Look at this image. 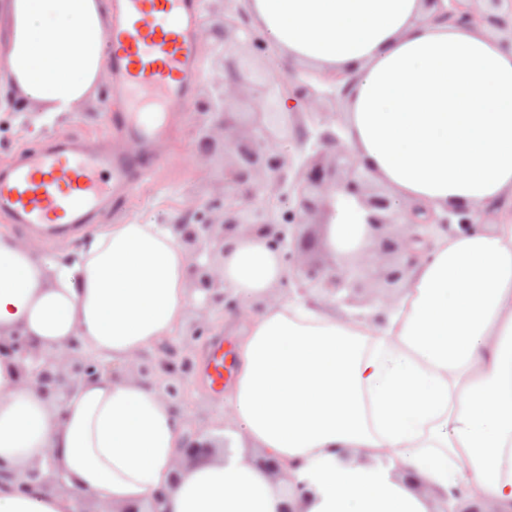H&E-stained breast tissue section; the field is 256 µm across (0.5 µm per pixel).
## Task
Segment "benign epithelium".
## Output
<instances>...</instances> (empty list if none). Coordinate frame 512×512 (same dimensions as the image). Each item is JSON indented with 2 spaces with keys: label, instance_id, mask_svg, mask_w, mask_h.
Listing matches in <instances>:
<instances>
[{
  "label": "benign epithelium",
  "instance_id": "7a95c632",
  "mask_svg": "<svg viewBox=\"0 0 512 512\" xmlns=\"http://www.w3.org/2000/svg\"><path fill=\"white\" fill-rule=\"evenodd\" d=\"M448 19L460 24L487 23L490 26L506 30L512 23V0H485L488 10L478 13L464 5V0H448ZM218 103L205 106L206 118L198 129L203 149H208L212 134L219 132L224 137V149L232 156L230 163L224 166V194L222 200H213L206 204L205 212L196 215L193 224H180L182 240L192 258L191 279L193 290L199 293V302L194 308V317L188 334L181 337L182 357L173 360L166 355L162 358L148 359L136 354L126 361L138 376L156 381L161 393L173 405L181 403L185 387L193 374L194 361L191 352L195 343L203 336L210 320V312L220 307L233 308L226 302L223 277L214 265L216 256L224 255V239L227 234L239 229H256L266 237L268 245L280 249L287 245L290 227L276 224L269 218L268 212L257 204L259 199L272 201L285 195V161L271 150V142L276 135H288L286 111L277 99H270L263 111L256 113L253 129H244L235 113L223 109ZM309 186L316 196L300 197L298 207L304 213L317 212L325 215L331 211L334 194L344 191L351 195L360 194L364 179L350 170L347 176L340 174V165L336 156L320 152L309 159ZM364 203L375 213L368 224L375 230H383L392 224L388 217L391 205L388 197L370 195ZM449 218L427 217V223L405 222L395 241L385 239L382 248L386 252L402 251L416 258L418 252L410 249V244L423 242L426 236L420 230L431 226L449 229ZM311 244L306 242L297 250H290L285 258L292 274L332 293L345 287L346 277L339 271L316 264L310 259ZM17 360L19 375L26 381L35 383L39 392L49 398L57 399L66 394L67 387L60 365L69 366L74 377L95 376L103 366L84 356L78 342L69 344L64 353L38 348L27 337L16 334L0 340V357ZM56 482L51 473L41 469L27 472L17 484L22 493H29L37 487H46Z\"/></svg>",
  "mask_w": 512,
  "mask_h": 512
}]
</instances>
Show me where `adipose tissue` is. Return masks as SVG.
Wrapping results in <instances>:
<instances>
[{
  "label": "adipose tissue",
  "mask_w": 512,
  "mask_h": 512,
  "mask_svg": "<svg viewBox=\"0 0 512 512\" xmlns=\"http://www.w3.org/2000/svg\"><path fill=\"white\" fill-rule=\"evenodd\" d=\"M288 64L341 77L343 139L392 210L492 212L430 238L390 302L340 317L289 298L280 250L225 243L228 293L248 306L222 439L186 460L183 415L156 383L109 372L174 336L195 294L173 224H105L68 261L0 233V338L70 341L106 363L44 398L0 357V512H512V44L444 21L448 0H249ZM0 87L56 117L105 71V0H7ZM338 193L319 236L346 263L374 239ZM274 460L276 470L264 468ZM52 463L61 483L18 481Z\"/></svg>",
  "instance_id": "1"
}]
</instances>
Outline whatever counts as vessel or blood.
Listing matches in <instances>:
<instances>
[{
	"label": "vessel or blood",
	"instance_id": "b4317fda",
	"mask_svg": "<svg viewBox=\"0 0 512 512\" xmlns=\"http://www.w3.org/2000/svg\"><path fill=\"white\" fill-rule=\"evenodd\" d=\"M198 0H113L109 67L112 97L124 102L114 116L130 147L55 146L30 154L0 174V213L13 223L73 230L90 223L97 208L134 187V175H147L153 159L146 151L158 132L143 100L160 95L171 110L192 96L198 77ZM224 342L213 339L201 376L223 393Z\"/></svg>",
	"mask_w": 512,
	"mask_h": 512
}]
</instances>
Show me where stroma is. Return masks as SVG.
<instances>
[{
	"label": "stroma",
	"mask_w": 512,
	"mask_h": 512,
	"mask_svg": "<svg viewBox=\"0 0 512 512\" xmlns=\"http://www.w3.org/2000/svg\"><path fill=\"white\" fill-rule=\"evenodd\" d=\"M229 24L236 27L239 43L251 48L249 70L262 72L265 82L252 84L243 80L226 100L230 111L239 115L241 123H249L251 114L261 106L267 91L287 95L294 87L307 85L320 95L317 110L292 112L288 121L293 128L288 137L273 144L276 153L288 162V189L283 199L274 201L269 212L274 222L286 223L289 212L297 208L300 193L306 192L307 161L321 147L320 136L328 132L340 136L342 131V100L340 89L331 78L313 71L278 66L275 54L263 37L252 27L243 0H203L202 35L199 42L200 85L210 88L214 75L223 63H240L239 43L221 42L213 33L214 26ZM109 86H100L94 97L77 111L44 124L35 106L10 99L0 107V169L16 162L22 153L40 150L54 142L85 139L110 134L104 115L115 109ZM204 101L196 97L182 111L173 113L167 131L161 136L163 149L156 154L157 164L149 178L136 189L134 196L111 207H102L93 224L82 225L78 232L59 239L37 231L29 232L32 246L58 256H69L86 243L93 225L136 222L153 224H190L202 210L204 202L222 197L224 191V144L215 138L209 150H202L197 129L202 120ZM396 262L394 255L379 248L369 250L367 262L352 261L349 277L356 288L337 291L332 302L337 311L352 307H369L372 300L390 289L385 273ZM238 324L233 312L217 309L212 312L204 336L196 343L193 356L202 359L212 337L224 339L227 366H234L236 339L231 331ZM188 393L179 409L192 431L220 427L228 412L225 397L213 394L200 375H193L187 384Z\"/></svg>",
	"instance_id": "1"
}]
</instances>
